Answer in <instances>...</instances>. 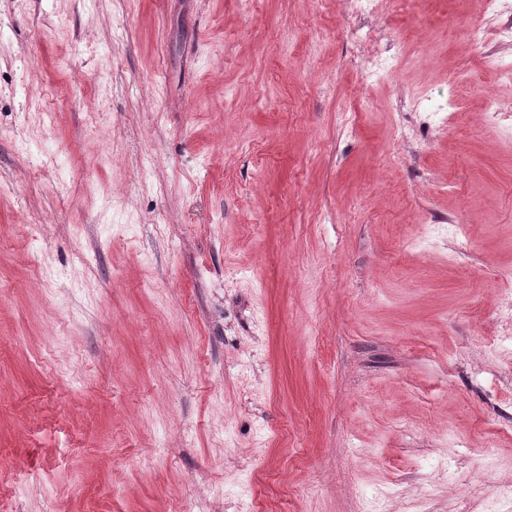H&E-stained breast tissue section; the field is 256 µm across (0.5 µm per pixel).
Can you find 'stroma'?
Returning <instances> with one entry per match:
<instances>
[{"instance_id":"1","label":"stroma","mask_w":512,"mask_h":512,"mask_svg":"<svg viewBox=\"0 0 512 512\" xmlns=\"http://www.w3.org/2000/svg\"><path fill=\"white\" fill-rule=\"evenodd\" d=\"M508 20L0 0V512H512Z\"/></svg>"}]
</instances>
